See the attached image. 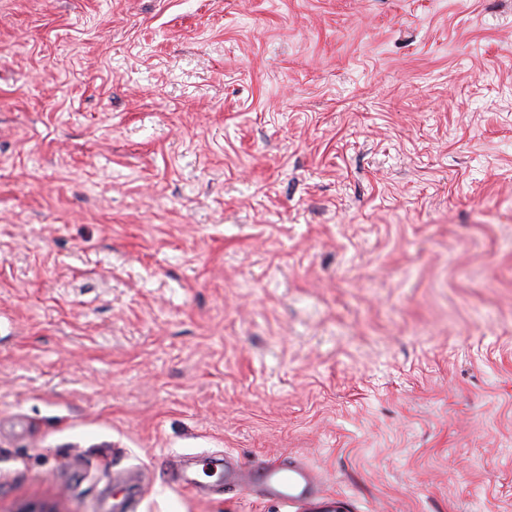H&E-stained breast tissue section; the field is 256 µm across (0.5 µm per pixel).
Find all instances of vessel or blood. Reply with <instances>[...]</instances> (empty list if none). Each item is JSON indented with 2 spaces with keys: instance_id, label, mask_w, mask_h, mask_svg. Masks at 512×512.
<instances>
[{
  "instance_id": "1",
  "label": "vessel or blood",
  "mask_w": 512,
  "mask_h": 512,
  "mask_svg": "<svg viewBox=\"0 0 512 512\" xmlns=\"http://www.w3.org/2000/svg\"><path fill=\"white\" fill-rule=\"evenodd\" d=\"M224 468L230 485L241 491L259 486L269 495L297 501L309 499L316 490L310 468L300 462L273 461L246 468L228 458L224 461Z\"/></svg>"
}]
</instances>
